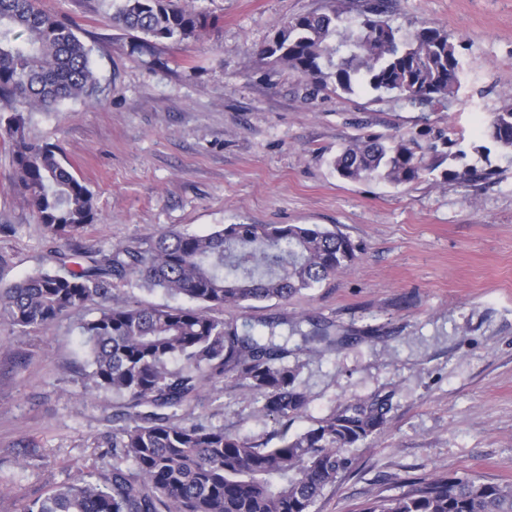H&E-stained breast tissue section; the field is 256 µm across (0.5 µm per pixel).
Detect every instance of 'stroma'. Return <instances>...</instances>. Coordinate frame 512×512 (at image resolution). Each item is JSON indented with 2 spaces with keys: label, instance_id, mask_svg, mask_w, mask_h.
Listing matches in <instances>:
<instances>
[{
  "label": "stroma",
  "instance_id": "stroma-1",
  "mask_svg": "<svg viewBox=\"0 0 512 512\" xmlns=\"http://www.w3.org/2000/svg\"><path fill=\"white\" fill-rule=\"evenodd\" d=\"M209 23L178 45L143 48L114 27L108 0H39L75 22L92 49L99 102L29 113V139L62 147L94 195L83 251L147 243L164 230L206 234L224 224H318L359 248L350 271L288 300L227 308L260 323L302 315L332 325L335 349L288 343L310 396L282 425L229 377L208 386L188 422L277 443L346 402L379 396L388 421L352 449L353 467L316 512H359L370 499L434 473L512 484V164L486 150L479 126L512 101V0H390L403 33L439 26L455 39L457 95L427 110L363 90H314L260 54L292 18L329 0H189ZM454 129L464 152L450 170L497 168L476 187L442 172L402 186L347 181L329 165L361 133ZM0 141V279L59 268L53 240L12 189ZM74 314L24 334L0 320V512L87 466L109 465L117 422L111 392L78 376L86 356Z\"/></svg>",
  "mask_w": 512,
  "mask_h": 512
}]
</instances>
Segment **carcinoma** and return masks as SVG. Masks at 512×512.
<instances>
[{"label":"carcinoma","mask_w":512,"mask_h":512,"mask_svg":"<svg viewBox=\"0 0 512 512\" xmlns=\"http://www.w3.org/2000/svg\"><path fill=\"white\" fill-rule=\"evenodd\" d=\"M38 0H0V138L11 144L14 189L48 234L66 245L94 222V197L61 149L25 135V113L66 100L93 101L100 83L91 47L77 28L37 7ZM112 22L154 42L181 43L206 16L176 0H109ZM355 28L343 12L297 16L260 54L353 94L370 89L426 108L455 96L462 64L448 32L424 26L406 36L388 18L386 0L366 4ZM485 134L512 161V103L490 113ZM458 140L362 134L331 160L346 180L418 181L454 160ZM472 166L452 177L491 180ZM357 247L344 235L310 224H225L208 234L162 231L147 244H116L77 270L39 269L0 281V319L23 333L45 330L89 309L79 324L88 347L87 378L119 399L113 417L112 464H95L26 502L22 512H313L324 490L353 465L350 450L387 422V400L347 402L303 432L269 447L203 421L185 422L204 389L231 375L257 396L259 412L278 423L309 403L299 367L288 366V341L335 344L328 328L241 324L211 315L271 299L288 300L352 269ZM135 282L184 297L193 307L143 305L112 298V284ZM360 512H512V486L478 477L435 474L368 501Z\"/></svg>","instance_id":"carcinoma-1"}]
</instances>
